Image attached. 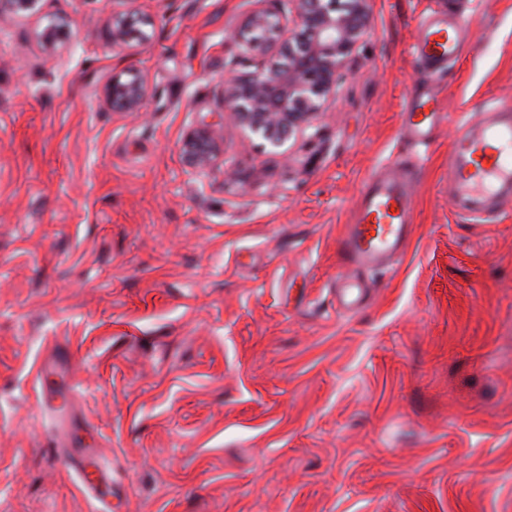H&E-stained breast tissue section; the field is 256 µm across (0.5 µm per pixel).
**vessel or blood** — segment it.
<instances>
[{
	"label": "vessel or blood",
	"mask_w": 512,
	"mask_h": 512,
	"mask_svg": "<svg viewBox=\"0 0 512 512\" xmlns=\"http://www.w3.org/2000/svg\"><path fill=\"white\" fill-rule=\"evenodd\" d=\"M467 33V28L447 13L427 11L416 24L411 53L427 70L446 72L458 57ZM447 119L435 96L411 95L404 126L412 148L428 147L435 129ZM448 167V192L458 213L482 219L512 203L511 100L490 101L480 122L461 124ZM412 178L410 168L395 164L364 181L353 222L342 241L348 264L360 269L388 267L405 254L413 222ZM36 379L41 383L36 410L52 412L58 430L69 434L64 457L67 471L104 512H120V481L101 463L96 449L88 446V428L70 423L66 417L71 410L72 390L68 366L54 356L44 359L36 367Z\"/></svg>",
	"instance_id": "obj_1"
}]
</instances>
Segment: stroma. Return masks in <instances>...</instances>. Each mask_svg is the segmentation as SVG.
<instances>
[{
    "mask_svg": "<svg viewBox=\"0 0 512 512\" xmlns=\"http://www.w3.org/2000/svg\"><path fill=\"white\" fill-rule=\"evenodd\" d=\"M472 40L434 75L409 48L427 7ZM254 0H46L0 17V512H101L33 411L66 357L75 415L122 512H512V204L458 215L462 122L512 100V0H370L363 46L311 127L275 153L222 109ZM142 44L118 52L112 15ZM68 41L46 52V25ZM148 85L141 112L105 102ZM448 121L411 191L393 270L340 252L363 182L405 148L416 86ZM208 122L224 168L189 167ZM147 95L145 82L134 76H113L106 88V103L115 112H140Z\"/></svg>",
    "mask_w": 512,
    "mask_h": 512,
    "instance_id": "obj_1",
    "label": "stroma"
}]
</instances>
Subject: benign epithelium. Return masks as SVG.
I'll return each instance as SVG.
<instances>
[{
    "label": "benign epithelium",
    "mask_w": 512,
    "mask_h": 512,
    "mask_svg": "<svg viewBox=\"0 0 512 512\" xmlns=\"http://www.w3.org/2000/svg\"><path fill=\"white\" fill-rule=\"evenodd\" d=\"M42 0H0V12L37 13ZM237 38L244 43L238 65L245 68L222 83V106L250 136L275 153L322 111L323 103L348 70L366 32L369 0H257ZM138 36L134 20L112 16V48L130 49ZM68 37L46 27L39 40L48 49ZM147 95L134 76L112 77L106 103L114 112H138ZM183 154L194 170L206 173L224 164L219 132L210 125L190 131Z\"/></svg>",
    "instance_id": "benign-epithelium-1"
}]
</instances>
